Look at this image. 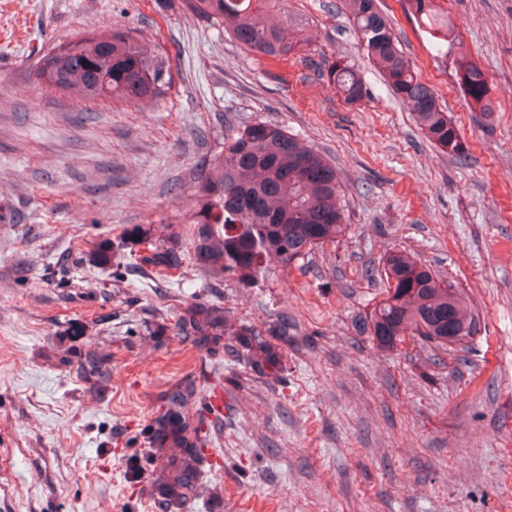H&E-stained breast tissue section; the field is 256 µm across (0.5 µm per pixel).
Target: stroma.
Here are the masks:
<instances>
[{"mask_svg": "<svg viewBox=\"0 0 512 512\" xmlns=\"http://www.w3.org/2000/svg\"><path fill=\"white\" fill-rule=\"evenodd\" d=\"M442 4L485 71L490 123L400 0L383 9L461 158L391 95L339 0H284L308 39L286 62L244 52L182 0H0V512H166L155 483L174 451L149 437L189 382L201 460L180 512H512V0ZM115 27L166 53L158 104L37 80L50 48ZM339 55L368 91L359 103L317 77ZM258 121L335 163L348 227L248 288L195 263L192 219L225 138ZM136 225L149 244L126 243ZM161 242L178 266L141 263ZM394 248L464 291L480 321L466 347L437 362L418 338L384 349L362 331ZM194 305L262 331L287 319L277 367L255 372L230 339L193 346L178 323ZM89 349L106 358L95 387L78 368Z\"/></svg>", "mask_w": 512, "mask_h": 512, "instance_id": "stroma-1", "label": "stroma"}]
</instances>
